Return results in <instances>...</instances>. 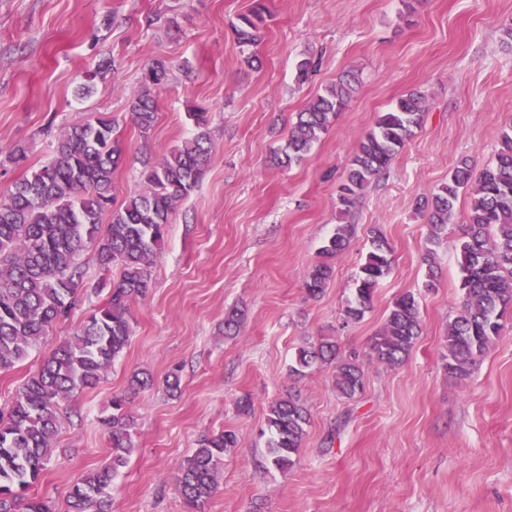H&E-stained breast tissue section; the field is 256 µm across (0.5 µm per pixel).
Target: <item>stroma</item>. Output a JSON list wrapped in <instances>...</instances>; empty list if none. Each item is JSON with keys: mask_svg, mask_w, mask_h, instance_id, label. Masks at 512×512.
I'll return each mask as SVG.
<instances>
[{"mask_svg": "<svg viewBox=\"0 0 512 512\" xmlns=\"http://www.w3.org/2000/svg\"><path fill=\"white\" fill-rule=\"evenodd\" d=\"M273 18L245 65L230 28L254 0H0V196L41 168L50 136L104 113L116 120L126 163L112 179L114 205L142 188L143 159H160L196 129L186 106L207 107L212 159L180 203L152 268L154 286L133 305V335L98 388L63 403L51 458L31 493L67 512L78 476L111 452L102 417L113 395L129 397L134 445L112 481V512H184L177 464L204 435L234 430L239 445L219 468L205 512H512V324L464 380L444 364L448 322L458 312L456 256L470 202L460 193L433 262L419 202L448 180L462 156L474 170L493 157L512 126V0H266ZM316 56L306 84L295 65ZM155 59L171 66L154 93L158 117L142 137L128 113L139 76ZM91 92L81 84L97 71ZM357 91L305 159L270 163L297 114L346 72ZM426 95L421 127L346 214L340 175L359 139L404 93ZM25 146L24 166L6 164ZM354 225L324 294L310 299L306 270L339 223ZM379 227L392 269L372 309L344 325L342 310ZM116 274L88 265L82 298L14 369L0 373L7 409L39 370L48 347L75 332L107 297ZM413 292L422 334L398 367L368 360L369 341L394 298ZM245 313L238 336L224 334L230 307ZM334 337L365 356L363 391L340 396L331 365L291 373L299 347ZM179 368L181 388L165 378ZM154 384L131 390L134 372ZM299 396L310 418L295 466L266 467L269 405ZM252 409L236 411L239 398Z\"/></svg>", "mask_w": 512, "mask_h": 512, "instance_id": "1", "label": "stroma"}]
</instances>
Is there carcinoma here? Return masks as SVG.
Returning <instances> with one entry per match:
<instances>
[{
  "instance_id": "1",
  "label": "carcinoma",
  "mask_w": 512,
  "mask_h": 512,
  "mask_svg": "<svg viewBox=\"0 0 512 512\" xmlns=\"http://www.w3.org/2000/svg\"><path fill=\"white\" fill-rule=\"evenodd\" d=\"M271 12L258 0L232 25L243 62L254 66L252 51L262 38ZM317 63L296 66L298 83L308 82ZM171 67L160 59L141 73L140 91L129 102L131 120L148 137L157 120L152 90L169 81ZM356 77L349 74L325 89L297 115L284 144L273 152L274 165L300 163L338 113L348 106ZM425 95L416 90L400 97L365 133L345 166L339 187V213L389 168L394 156L423 121ZM187 115L198 129L208 126L206 109L190 105ZM116 123L96 117L64 128L55 138L51 159L31 176L13 182L0 199V372L25 359L57 323L67 319L83 288L84 266L118 270L106 300L70 337L59 342L40 370L28 378L7 411L0 410V512H51L44 500L28 495L48 460L58 431L60 406L75 395L96 389L133 332L132 305L153 288L152 266L165 246L168 224L179 203L197 186L211 161L201 132L172 148L163 158L144 163L143 188L112 207V176L125 162L115 137ZM470 191V208L458 253L461 278L459 313L448 322V375L464 379L477 358L512 321V126L504 130L494 158L478 175L462 158L448 172V182L424 200L428 213V256L454 215L460 192ZM108 224H103V218ZM354 225L338 224L322 248L325 260L311 266L304 286L321 296L335 274L330 260L343 253ZM392 266V247L384 233L371 230V249L354 281L343 323L362 320L370 311L380 282ZM422 332L419 302L406 292L394 299L382 329L372 337L369 356L395 367L410 354ZM334 365L336 392L352 398L364 388L359 355L340 353L336 341L321 337L298 350L292 372L313 363ZM112 414L103 420L112 444L110 465L77 479L69 492L70 512H110L112 476L125 467L133 443L128 398L112 397ZM309 424L299 398L288 396L269 405L266 460L283 472L295 464ZM238 446L235 431L203 436L178 465L176 484L188 512H204L218 488L224 455Z\"/></svg>"
}]
</instances>
